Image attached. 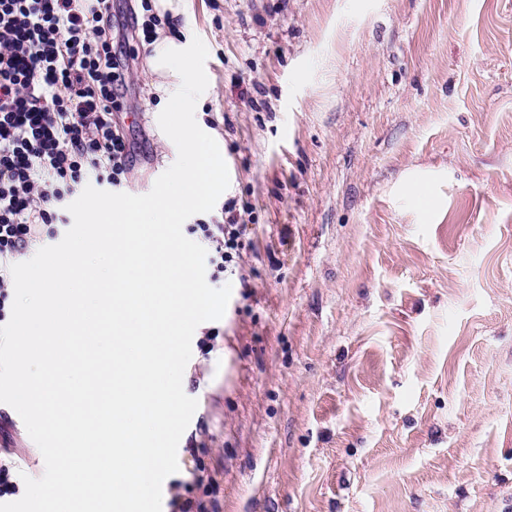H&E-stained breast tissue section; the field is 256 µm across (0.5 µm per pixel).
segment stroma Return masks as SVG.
<instances>
[{
  "instance_id": "35a3bbf8",
  "label": "stroma",
  "mask_w": 512,
  "mask_h": 512,
  "mask_svg": "<svg viewBox=\"0 0 512 512\" xmlns=\"http://www.w3.org/2000/svg\"><path fill=\"white\" fill-rule=\"evenodd\" d=\"M198 125L247 249L162 497L206 512L512 506V0H192ZM131 55L124 187L176 160ZM439 206L422 218L403 192ZM249 290H242L241 280ZM17 472L45 465L0 403Z\"/></svg>"
}]
</instances>
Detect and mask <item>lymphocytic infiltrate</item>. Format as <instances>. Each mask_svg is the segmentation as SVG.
Returning <instances> with one entry per match:
<instances>
[{
    "instance_id": "lymphocytic-infiltrate-1",
    "label": "lymphocytic infiltrate",
    "mask_w": 512,
    "mask_h": 512,
    "mask_svg": "<svg viewBox=\"0 0 512 512\" xmlns=\"http://www.w3.org/2000/svg\"><path fill=\"white\" fill-rule=\"evenodd\" d=\"M112 0H0V324L11 308L10 268L62 221L88 180L126 184L132 155L118 122L130 67ZM191 225L209 248L212 280L239 266L246 225Z\"/></svg>"
}]
</instances>
